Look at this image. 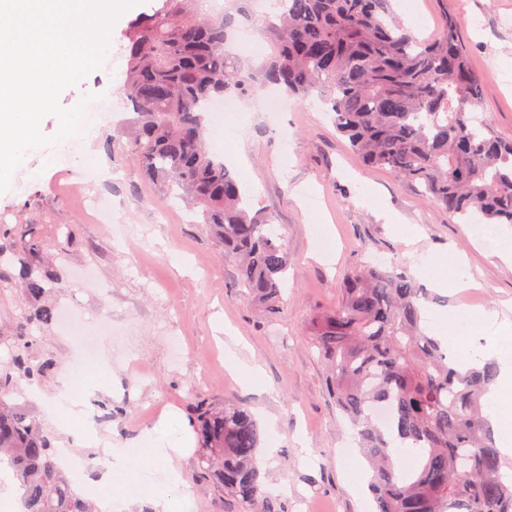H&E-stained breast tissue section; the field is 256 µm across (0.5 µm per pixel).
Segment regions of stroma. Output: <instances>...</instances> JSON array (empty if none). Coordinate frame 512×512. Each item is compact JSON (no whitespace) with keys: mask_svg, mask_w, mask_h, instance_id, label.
Masks as SVG:
<instances>
[{"mask_svg":"<svg viewBox=\"0 0 512 512\" xmlns=\"http://www.w3.org/2000/svg\"><path fill=\"white\" fill-rule=\"evenodd\" d=\"M418 12L391 0L393 11L421 37L439 30L445 15L462 18L460 39L472 67L484 74L481 107L495 131L512 139V0H417ZM161 0H138L113 23L106 53L111 68L92 71L60 95L72 108L90 94L109 109L81 139L30 150L0 193V225L17 232L36 230L45 258L59 274L56 308L79 303L88 335L97 338L103 368L89 382L99 403L123 406L105 424L113 442L145 437L162 414L192 421L198 400L215 405L247 404L262 430V466L285 512H374L368 489L349 482L363 458L353 429L332 395L325 360L308 334L311 319L333 308L344 274L366 258L408 268L422 278L436 258L461 255L477 287L469 297L442 293L427 303L426 318L440 307L476 306L506 319L505 343H512V265L493 247L473 241L464 225L387 171L366 167L340 136L320 105L285 100L282 118L251 109L239 100L235 116L217 123L225 164L238 174L253 210L285 228L291 265L277 312H268L237 283L234 265L186 205L166 212L152 182L127 151L123 135L130 117L123 91L128 60L125 33ZM95 160L111 184L79 185L88 160ZM95 196L112 221L97 224L85 211ZM33 351L68 366L77 350L60 322L34 330ZM179 337L175 354L169 337ZM235 349L261 374L244 383L224 364ZM59 379L32 388L30 408L68 449L105 472L97 448L76 436L83 419L56 409ZM198 450L177 464L191 512H229L198 471Z\"/></svg>","mask_w":512,"mask_h":512,"instance_id":"obj_1","label":"stroma"}]
</instances>
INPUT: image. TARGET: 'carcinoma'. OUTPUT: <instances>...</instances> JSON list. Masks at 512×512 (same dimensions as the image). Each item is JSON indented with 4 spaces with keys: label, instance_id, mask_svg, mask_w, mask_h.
<instances>
[{
    "label": "carcinoma",
    "instance_id": "obj_1",
    "mask_svg": "<svg viewBox=\"0 0 512 512\" xmlns=\"http://www.w3.org/2000/svg\"><path fill=\"white\" fill-rule=\"evenodd\" d=\"M198 0H164L129 27L124 89L135 114L127 147L148 178L196 209L236 266L238 284L274 311L288 273L284 235L250 210L237 175L208 149L206 105L275 85L300 105L318 98L339 134L372 168L430 197L463 224H512V140L489 119L479 128L482 76L446 18L430 40L396 20L389 0H277L264 29L276 48L245 72L224 51L228 31L248 19L249 0L222 18ZM43 239L0 225V286L31 303L8 361L0 362V463L13 471L23 512H98L57 460L56 434L16 399L20 382L56 372L30 353L31 327L53 319L58 278ZM429 294L402 267L361 264L345 276L336 307L311 319L309 336L328 361L340 408L373 472L377 512H512V480L484 401L493 361L462 373L446 342L421 324ZM385 409L390 424L377 421ZM199 465L238 512H282L258 459L261 428L245 405L198 401L193 418ZM404 448L419 461L406 471Z\"/></svg>",
    "mask_w": 512,
    "mask_h": 512
}]
</instances>
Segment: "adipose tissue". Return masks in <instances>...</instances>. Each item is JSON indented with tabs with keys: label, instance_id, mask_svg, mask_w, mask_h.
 I'll list each match as a JSON object with an SVG mask.
<instances>
[{
	"label": "adipose tissue",
	"instance_id": "obj_1",
	"mask_svg": "<svg viewBox=\"0 0 512 512\" xmlns=\"http://www.w3.org/2000/svg\"><path fill=\"white\" fill-rule=\"evenodd\" d=\"M440 325L453 330L455 336L462 337L481 331L487 340L486 346L464 353L459 359L460 371L482 365L489 359H497L499 373L496 390L489 395L487 402L492 409L491 416L499 435V444L503 453L512 452V416L507 413V398L512 395V359L500 354V334L503 324L497 311H480L471 315L451 308L439 314ZM190 441L184 425L177 415L163 416L147 441L146 450L133 452L115 444L109 445L111 458L109 472L100 484L106 493L98 502L100 508H113L122 512L126 499L120 489L112 485V476L116 473L130 474L148 484L154 496L162 501L167 512H189L191 503L187 497H175L174 489L183 484L181 470L175 465L174 458L189 448Z\"/></svg>",
	"mask_w": 512,
	"mask_h": 512
}]
</instances>
